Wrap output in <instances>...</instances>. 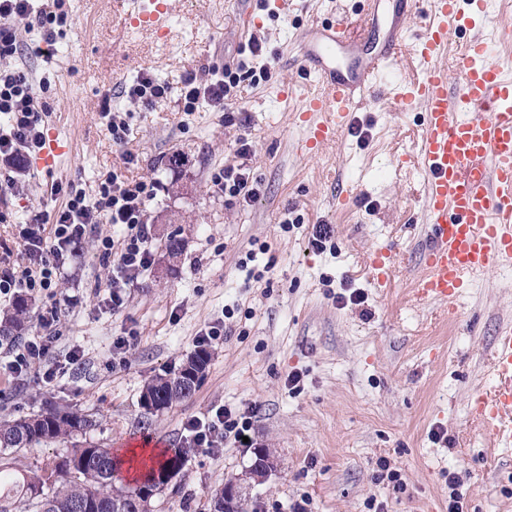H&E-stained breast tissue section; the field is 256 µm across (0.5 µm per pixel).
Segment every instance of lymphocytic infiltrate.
Returning a JSON list of instances; mask_svg holds the SVG:
<instances>
[{
  "label": "lymphocytic infiltrate",
  "instance_id": "f902f5d3",
  "mask_svg": "<svg viewBox=\"0 0 512 512\" xmlns=\"http://www.w3.org/2000/svg\"><path fill=\"white\" fill-rule=\"evenodd\" d=\"M68 15L64 0H0V61L19 53L17 24H24L39 34L32 54L51 57L59 37L64 33ZM259 84L260 78L252 68L240 60L225 62L208 72L207 78L186 75L180 86L160 81L149 72H141L123 88L126 98L144 109H153L171 95H178L185 107L207 102L224 115L225 126L245 124L242 113L229 107L242 83ZM48 106L29 71L24 68L0 70V114L7 116V127L0 129V168L10 177L0 184V193L13 195L22 190L30 173L31 159L39 149L43 137V112ZM254 153L252 141L246 137L235 142V163L224 165L214 175L213 183L225 196L242 203H250L259 194L257 182L251 177L249 161ZM152 183L130 179L121 172L107 173L94 194L56 185L53 195L62 199L53 210L30 211L20 225L22 261L0 270V294L20 288L42 296L35 335L8 345L7 360L1 369L10 380L28 374L33 363H44L45 383H52L59 375L82 367L86 362L83 351L71 349L58 355L56 326L61 313V301L56 288L77 248L87 238L95 236L99 250L112 260V277L108 282L105 305L112 310L123 307L128 288L153 263L149 247L151 227L145 220L147 205L153 197ZM119 226L120 237L96 234L99 221ZM186 446L219 454L226 442L242 444L250 430L243 413L227 406L212 408L206 415L191 417L182 425Z\"/></svg>",
  "mask_w": 512,
  "mask_h": 512
}]
</instances>
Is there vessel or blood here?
Segmentation results:
<instances>
[{
	"label": "vessel or blood",
	"mask_w": 512,
	"mask_h": 512,
	"mask_svg": "<svg viewBox=\"0 0 512 512\" xmlns=\"http://www.w3.org/2000/svg\"><path fill=\"white\" fill-rule=\"evenodd\" d=\"M356 25L345 19L311 21L298 45L296 63L318 83L303 97L295 121L305 130L299 144L310 155L349 131L365 95L397 62L407 23L421 13V0H363ZM432 18L418 38L417 67L395 87L403 107L423 112L420 159L427 174L424 212L428 237L415 295L440 303L449 316L473 278L512 268V76L493 58L483 36L490 15L486 0H430ZM172 0H137L130 27L166 35ZM470 34L455 73L439 61L453 31ZM70 151L54 127H45L33 166L55 170ZM375 285L390 282L391 251L374 248ZM496 384L479 392L470 410L498 448L512 447V320L500 321L491 347Z\"/></svg>",
	"instance_id": "obj_1"
}]
</instances>
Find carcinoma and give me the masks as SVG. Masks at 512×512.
Returning a JSON list of instances; mask_svg holds the SVG:
<instances>
[{
	"mask_svg": "<svg viewBox=\"0 0 512 512\" xmlns=\"http://www.w3.org/2000/svg\"><path fill=\"white\" fill-rule=\"evenodd\" d=\"M28 303L18 297L0 318V341H11L23 330ZM211 353L198 349L176 370L154 376L139 398L143 409L140 424L151 425L153 417L189 398L204 377ZM98 420L72 404L49 402L38 412L0 420V512H150L142 504L137 487L117 489L112 485L118 470L117 456L110 448L88 442L72 448L53 461L43 473H32L23 482L4 481L16 469V454L41 443H65L85 436ZM192 449L171 448L158 469H149L145 478L154 480L158 491L168 486L167 476H178Z\"/></svg>",
	"mask_w": 512,
	"mask_h": 512,
	"instance_id": "1",
	"label": "carcinoma"
}]
</instances>
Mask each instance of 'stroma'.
<instances>
[{
  "instance_id": "1",
  "label": "stroma",
  "mask_w": 512,
  "mask_h": 512,
  "mask_svg": "<svg viewBox=\"0 0 512 512\" xmlns=\"http://www.w3.org/2000/svg\"><path fill=\"white\" fill-rule=\"evenodd\" d=\"M167 38L127 24L132 0H65L70 25L51 62L22 54L11 59L44 84L46 124L71 151L49 174L33 173L20 195L0 203V266L21 261L16 226L29 210L52 209L54 184L94 194L115 168L157 183L148 206L151 267L112 311L99 293L111 263L86 239L58 285L62 308L59 349L84 350L83 369L44 388L42 368L24 389L0 376V419L39 410L42 401L77 405L99 421L87 441L116 451L149 439L171 448L181 426L213 406L251 410L254 445L229 443L219 455L194 449L180 475L151 506L153 512H210V493L245 477L258 447L273 449L275 468L250 482L248 512H288L309 498L310 512H368L386 501L389 512H448V479L458 470L465 512H512V447L497 448L471 415L469 401L494 383L491 344L499 320L512 319V270L478 277L449 320L441 304L412 294L427 240L424 172L416 159L423 132L420 110H400L393 86L411 75L412 49L424 21L406 30L403 54L382 77L381 97L357 114L350 132L311 156L297 145L304 132L293 120L296 91L315 92L293 49L307 21L356 13L357 0H296L288 14L262 10L257 0H172ZM259 16L258 30L247 14ZM257 37L266 68L259 85H244L235 109L244 127H228L206 103L184 111L177 97L144 111L120 94L140 70L178 85L187 73L205 75ZM125 113L130 134L113 144L103 105ZM254 143L251 174L259 197L228 200L212 182L233 162L238 137ZM139 157L123 165V152ZM183 163L171 167L172 155ZM348 190L355 200L336 206ZM333 228L332 246L313 251V225ZM178 231L182 248L169 256L165 240ZM392 250L388 288L374 285L370 252ZM364 293L361 304L339 306L344 289ZM224 322V340L194 394L139 423V396L157 373L178 368L195 350L205 324ZM301 376L289 388L290 372ZM387 459L404 491L376 481Z\"/></svg>"
}]
</instances>
